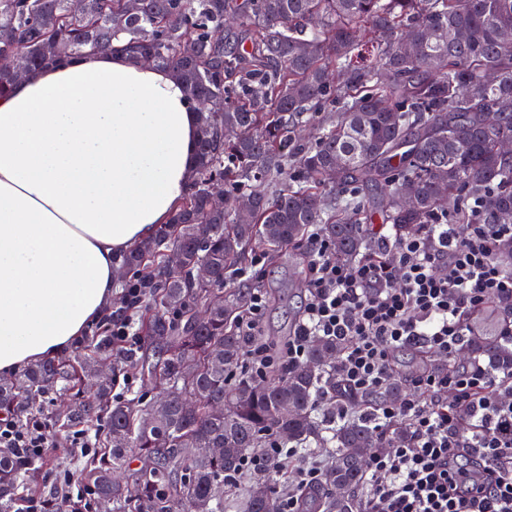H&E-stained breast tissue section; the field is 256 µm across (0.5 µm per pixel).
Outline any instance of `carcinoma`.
Masks as SVG:
<instances>
[{
  "instance_id": "1",
  "label": "carcinoma",
  "mask_w": 512,
  "mask_h": 512,
  "mask_svg": "<svg viewBox=\"0 0 512 512\" xmlns=\"http://www.w3.org/2000/svg\"><path fill=\"white\" fill-rule=\"evenodd\" d=\"M364 39L373 59L360 63ZM87 48L174 73L198 107V160L169 223L118 260L142 288L140 344L112 338L108 315L72 355L0 382V415L38 420L53 436L80 430L96 448L70 471L74 496L45 489L48 470L64 464L55 449L0 447V512L32 502L95 512L104 500L112 512H265L279 464L240 479L272 438L327 454L309 512H358L369 450L410 437L397 425L384 439L372 419L400 385L344 392V345L324 336L304 362L260 383L234 374L250 291L235 287L231 262L276 254L314 227L336 261L352 264L372 251L367 226L377 222L401 235L438 221L511 224L502 143L512 139V0H85L78 14L70 0H0V95L22 78L16 54L32 71ZM217 183L222 207L211 202ZM472 329L474 357L492 374L512 370L495 311ZM133 374L167 400L114 394ZM338 399L362 412L336 422ZM134 463L130 480L113 478Z\"/></svg>"
}]
</instances>
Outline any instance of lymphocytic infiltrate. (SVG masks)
<instances>
[{"label": "lymphocytic infiltrate", "mask_w": 512, "mask_h": 512, "mask_svg": "<svg viewBox=\"0 0 512 512\" xmlns=\"http://www.w3.org/2000/svg\"><path fill=\"white\" fill-rule=\"evenodd\" d=\"M376 234L377 251L346 265L311 233L308 297L283 348L256 341L267 301L252 289L238 321L249 338L241 371L262 378L286 370L304 361L311 337L329 336L347 343L337 377L367 391L395 379L397 350L415 349L427 367L408 378V394L374 413L379 431L400 423L411 440L370 458L361 512H512V376H490L477 362L449 364L479 311L512 304V272L494 258L512 243V224H427L411 236L382 225ZM434 355L443 364H432ZM49 445L41 422L21 428L0 419L1 448ZM269 453L270 462H293L294 487L321 484L324 461H300L276 440Z\"/></svg>", "instance_id": "1"}]
</instances>
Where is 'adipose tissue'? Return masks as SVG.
Masks as SVG:
<instances>
[{
  "label": "adipose tissue",
  "mask_w": 512,
  "mask_h": 512,
  "mask_svg": "<svg viewBox=\"0 0 512 512\" xmlns=\"http://www.w3.org/2000/svg\"><path fill=\"white\" fill-rule=\"evenodd\" d=\"M197 114L169 69L103 50L0 97V375L111 312L119 256L192 180Z\"/></svg>",
  "instance_id": "1"
}]
</instances>
